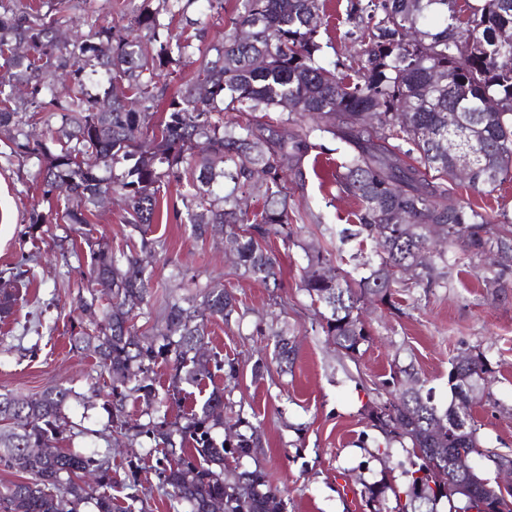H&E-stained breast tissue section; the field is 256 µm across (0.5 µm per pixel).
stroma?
<instances>
[{
  "mask_svg": "<svg viewBox=\"0 0 512 512\" xmlns=\"http://www.w3.org/2000/svg\"><path fill=\"white\" fill-rule=\"evenodd\" d=\"M348 0H324L325 60L358 62L361 45L346 21ZM341 151L320 155L308 175L299 207L319 215L290 245L270 237L266 247L279 260L282 285L266 287L237 270L224 252L221 236L201 239L181 223L174 208L183 191L170 182L158 202L151 237L160 249L148 266L153 288L138 335H150L165 299L184 295V286L220 283L231 292L237 310L230 320H210L206 339L210 352L234 363L237 376L227 380L215 372L202 391L170 404L175 418L200 405L211 391L225 390L234 406L256 427L259 442L249 456L226 458L227 473L260 470L269 486L282 493L284 512H374L367 484L400 485L409 455L399 444H387L370 413L386 401L385 387L393 367L413 365L436 401L448 399L450 358L483 352L490 360L489 398L472 408L480 436L488 447L512 454V285L488 288L487 260L456 253L449 259L448 284L430 290L401 288L395 308L369 306L363 318L372 336L355 356H347L322 333L315 308L300 287L310 248L341 249L342 268L355 271L353 253L373 256L374 244L338 246L330 229L343 226L360 204L336 188ZM37 159L10 156L0 141V272H8L21 256H29L33 272L16 290L14 313L0 319V393L31 398L50 387L72 389L65 414L73 427L55 443L56 450L110 449L112 496L132 512H171L169 489L159 479L155 455L140 449L139 469L127 466L130 442L100 437L108 415L102 404L110 380L90 352L74 348L72 336L84 329L78 298L86 294L87 252L84 239L107 243L112 251L140 242L124 221L123 205L94 209L85 224L30 226L32 210L47 211L35 180ZM297 341V355L281 370L274 331Z\"/></svg>",
  "mask_w": 512,
  "mask_h": 512,
  "instance_id": "1",
  "label": "stroma"
}]
</instances>
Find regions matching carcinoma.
<instances>
[{
    "label": "carcinoma",
    "instance_id": "1",
    "mask_svg": "<svg viewBox=\"0 0 512 512\" xmlns=\"http://www.w3.org/2000/svg\"><path fill=\"white\" fill-rule=\"evenodd\" d=\"M197 2L142 0L131 11L126 0H113L111 20L90 19L87 32L61 42L58 31L72 23L70 0H0V134L11 154L41 160L43 198L64 199L61 208L32 213L30 224H86L112 192L126 201L125 223L140 235V251L151 253L163 247L148 237L161 188L184 181V223L199 237L223 229L243 274L276 286L282 269L266 240L290 242V224L315 220L306 211L289 213V203L305 187L306 159L324 140L338 141L344 154L336 185L361 203L353 228L342 233L375 242V259L351 281L332 251L316 249L301 288L324 335L348 356L371 336L360 305L395 307L398 268L433 288L447 278L448 254L457 249L512 256V233L448 189L461 178L487 192L512 180V42L497 36L512 28V0H473L464 22L457 0H348L347 21L365 27L367 39L354 79L324 61L322 0H239L222 39L212 43L207 24L188 16ZM246 26L251 34L243 39ZM260 55L265 63L256 66ZM59 71L70 81L57 90L51 78ZM174 73L180 85L172 92L167 78ZM487 98L498 101L496 111L479 110ZM37 124L41 138L32 140L26 128ZM285 124L295 126L286 136ZM450 134L470 159L464 177L448 154ZM246 193L264 200L261 211L241 208ZM86 245L88 281L112 302L101 311L95 293L80 298L93 333L82 331L75 342L112 381V429L164 448L160 476L187 512H282L277 493L260 490L262 472L224 473L225 455L248 456L257 441L254 431L213 436L224 424V393H211L182 421L133 423L125 415L129 400L153 413L168 408L153 390L160 358L172 363L177 391L204 384L214 369L234 376L233 365L202 354L205 322L228 320L233 295L214 285L168 301L163 328L140 337L135 311L151 288L140 251L115 254L90 239ZM488 373L482 352L450 359L451 400L441 407L409 369L393 372L391 398L372 418L387 444L407 446L416 458L405 483L392 489L394 512H438L443 500L448 512H512V495L501 496L480 471L455 469L451 452L471 448L512 465L511 456L485 447L470 413L489 396ZM74 396L62 387L31 400L0 394V467L26 474L0 490V512H80L89 500L96 512H113L103 484L109 450L35 452L52 447ZM433 462L448 469L444 490L431 485ZM460 485L474 499L456 491Z\"/></svg>",
    "mask_w": 512,
    "mask_h": 512
}]
</instances>
